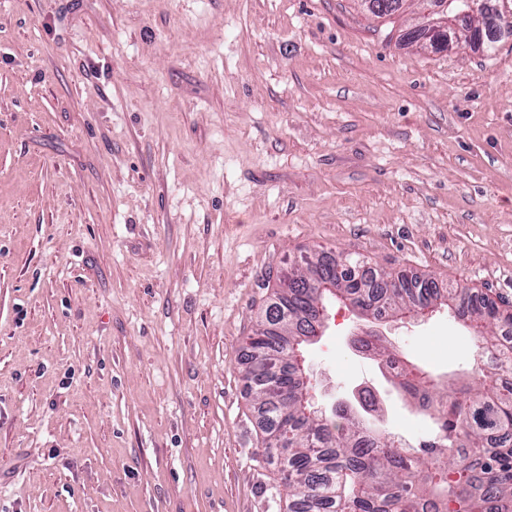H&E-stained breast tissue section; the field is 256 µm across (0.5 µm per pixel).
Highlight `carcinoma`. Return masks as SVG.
I'll list each match as a JSON object with an SVG mask.
<instances>
[{"instance_id": "obj_1", "label": "carcinoma", "mask_w": 512, "mask_h": 512, "mask_svg": "<svg viewBox=\"0 0 512 512\" xmlns=\"http://www.w3.org/2000/svg\"><path fill=\"white\" fill-rule=\"evenodd\" d=\"M505 37L490 26L473 45L495 49ZM352 266L337 273V259ZM297 279L276 292L249 336V396L264 415L270 463L288 486V512H512V345L500 330L512 329V313L465 286L439 287L427 275H397L367 267L341 251L301 256ZM349 301L377 321L425 307L446 306L474 330L481 356L490 364L473 379L442 383L401 364L394 382L404 396L429 413L434 435L408 457L386 431L369 419L336 410L306 411L311 385L298 375L295 352L304 347L303 325L320 301ZM361 347L387 359L393 351L373 336ZM288 387V402L275 385ZM288 427V458L276 454L277 434Z\"/></svg>"}]
</instances>
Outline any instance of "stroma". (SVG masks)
Returning <instances> with one entry per match:
<instances>
[{
    "label": "stroma",
    "mask_w": 512,
    "mask_h": 512,
    "mask_svg": "<svg viewBox=\"0 0 512 512\" xmlns=\"http://www.w3.org/2000/svg\"><path fill=\"white\" fill-rule=\"evenodd\" d=\"M418 5L0 0V512H286L246 338L310 249L429 273L512 311V37L405 42ZM304 349L324 406L430 420L340 301ZM396 353L477 371L447 309Z\"/></svg>",
    "instance_id": "1"
}]
</instances>
